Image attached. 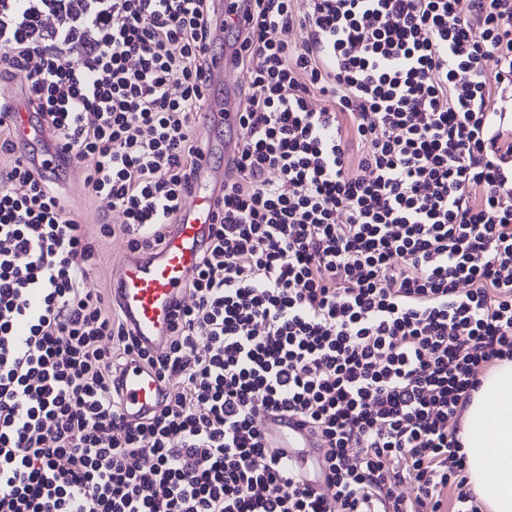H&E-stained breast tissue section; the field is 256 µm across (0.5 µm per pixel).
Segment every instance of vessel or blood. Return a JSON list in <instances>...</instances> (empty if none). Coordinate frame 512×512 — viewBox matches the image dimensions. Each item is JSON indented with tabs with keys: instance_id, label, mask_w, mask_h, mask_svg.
Masks as SVG:
<instances>
[{
	"instance_id": "vessel-or-blood-1",
	"label": "vessel or blood",
	"mask_w": 512,
	"mask_h": 512,
	"mask_svg": "<svg viewBox=\"0 0 512 512\" xmlns=\"http://www.w3.org/2000/svg\"><path fill=\"white\" fill-rule=\"evenodd\" d=\"M249 7L248 0H236L231 10L222 0H212L209 24L213 45L208 52L202 109L206 147L195 166L194 191L183 200L178 222L164 245L156 250L126 253L118 275L112 279V297L122 310L126 326L143 349L154 353L164 350L171 335L177 306L224 201L226 167L243 149L238 122L244 100L238 94V82L231 79L240 66L235 48L224 42V18L229 15L233 20H242ZM11 122L29 167L67 183L74 170V158L63 143L50 137L38 114L22 107L12 113ZM116 385L119 412L131 423L149 418L161 407L168 392L167 384L136 360L120 366ZM261 425L284 447L295 449L299 470L309 472L311 455L302 449L306 433L295 419L271 414L262 419Z\"/></svg>"
}]
</instances>
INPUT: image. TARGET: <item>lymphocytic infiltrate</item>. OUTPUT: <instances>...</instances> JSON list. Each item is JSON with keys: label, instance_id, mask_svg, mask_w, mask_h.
Segmentation results:
<instances>
[{"label": "lymphocytic infiltrate", "instance_id": "f902f5d3", "mask_svg": "<svg viewBox=\"0 0 512 512\" xmlns=\"http://www.w3.org/2000/svg\"><path fill=\"white\" fill-rule=\"evenodd\" d=\"M208 8L0 0V76L95 157L85 186L124 217L99 232L133 251L192 190ZM224 39L244 147L157 354L83 288L89 234L0 102V512H483L449 420L512 359V0H255ZM131 356L181 378L144 422L112 393ZM269 411L323 448L311 475ZM296 421L281 414H269L262 419L261 425L272 437L283 441L277 448H313L311 444L303 443L302 439L307 438V435Z\"/></svg>", "mask_w": 512, "mask_h": 512}]
</instances>
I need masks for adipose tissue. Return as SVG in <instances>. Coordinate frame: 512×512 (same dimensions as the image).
<instances>
[{"label": "adipose tissue", "mask_w": 512, "mask_h": 512, "mask_svg": "<svg viewBox=\"0 0 512 512\" xmlns=\"http://www.w3.org/2000/svg\"><path fill=\"white\" fill-rule=\"evenodd\" d=\"M458 436L469 481L488 512H512V360L483 376L463 410Z\"/></svg>", "instance_id": "1"}]
</instances>
